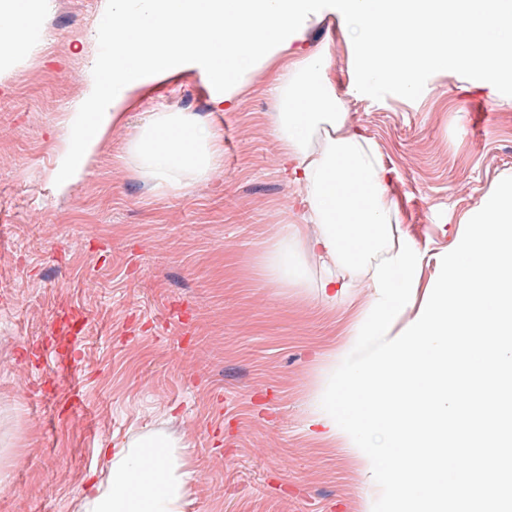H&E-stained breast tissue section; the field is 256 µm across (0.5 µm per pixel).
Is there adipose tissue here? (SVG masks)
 I'll return each mask as SVG.
<instances>
[{"label":"adipose tissue","mask_w":512,"mask_h":512,"mask_svg":"<svg viewBox=\"0 0 512 512\" xmlns=\"http://www.w3.org/2000/svg\"><path fill=\"white\" fill-rule=\"evenodd\" d=\"M325 0H107L113 50L86 73L64 116L66 138L51 179L67 192L112 130L124 127L139 95L200 63L215 106L235 103L255 68L268 69L277 104L273 126L299 186L302 221L283 225L267 248L273 280L313 289L328 307L373 285L380 259L397 255L401 222L389 172L374 142L352 128L333 74L334 39L301 53L295 42ZM341 34L360 49L385 33L364 62L363 82L417 100L419 79L463 66L496 88L512 65V0H335ZM124 157L165 193H185L222 167V136L191 112L150 113L125 140ZM313 233H306V225ZM319 273H311L309 257ZM192 472L179 441L153 432L121 444L109 477L81 512H185Z\"/></svg>","instance_id":"adipose-tissue-1"}]
</instances>
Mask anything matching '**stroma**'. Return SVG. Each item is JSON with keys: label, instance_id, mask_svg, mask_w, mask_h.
<instances>
[{"label": "stroma", "instance_id": "obj_1", "mask_svg": "<svg viewBox=\"0 0 512 512\" xmlns=\"http://www.w3.org/2000/svg\"><path fill=\"white\" fill-rule=\"evenodd\" d=\"M21 66L0 77V512H79L105 480L102 449L164 431L185 447L186 512H364L378 491L346 449L315 434L312 396L370 291L324 307L266 275L264 252L301 223L283 171L267 69L216 111L200 69L131 110L192 112L223 136L224 166L186 194L162 193L113 132L84 179L57 193L61 120L104 54L105 0H34ZM362 62L336 43L349 122L375 143L424 255L415 300L438 278L460 219L512 175V78L489 93L470 72L398 100L349 94ZM84 314V408L55 374L53 315Z\"/></svg>", "mask_w": 512, "mask_h": 512}]
</instances>
